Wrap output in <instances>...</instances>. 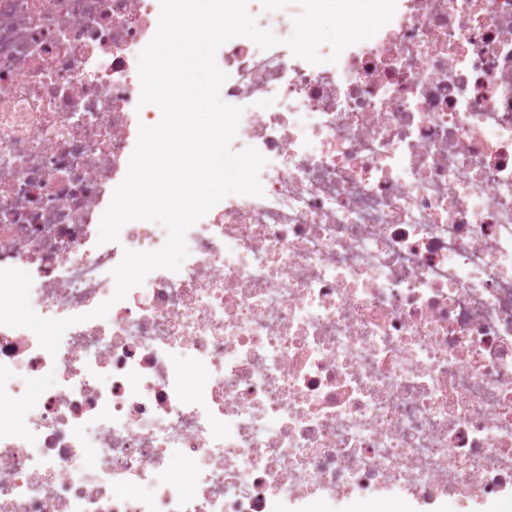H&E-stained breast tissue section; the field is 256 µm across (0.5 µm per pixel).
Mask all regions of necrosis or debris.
<instances>
[{
	"label": "necrosis or debris",
	"mask_w": 512,
	"mask_h": 512,
	"mask_svg": "<svg viewBox=\"0 0 512 512\" xmlns=\"http://www.w3.org/2000/svg\"><path fill=\"white\" fill-rule=\"evenodd\" d=\"M160 0H0V269L50 354L0 325V512H424L512 499V0H397L329 62L220 50L259 197L113 301L158 223L98 221L140 125ZM110 302L106 317L92 312ZM210 382L187 389L192 367ZM179 467L184 491L166 474Z\"/></svg>",
	"instance_id": "4bbe7bcc"
}]
</instances>
